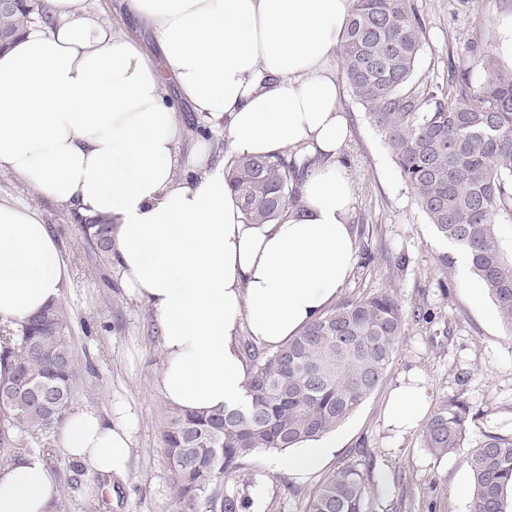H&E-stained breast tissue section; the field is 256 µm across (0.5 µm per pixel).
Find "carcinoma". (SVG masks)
<instances>
[{
  "label": "carcinoma",
  "mask_w": 512,
  "mask_h": 512,
  "mask_svg": "<svg viewBox=\"0 0 512 512\" xmlns=\"http://www.w3.org/2000/svg\"><path fill=\"white\" fill-rule=\"evenodd\" d=\"M43 0H0V51L23 30ZM424 25L412 0H356L340 45L351 91L364 107L403 181L440 237L460 247L472 277L484 285L498 318L512 333V250L499 220H512V66L494 50L476 63L483 82L473 87L470 67L448 64L449 99L415 83ZM229 187L248 222L276 220L299 200L300 173L280 155L232 159ZM96 249L112 250V223L82 225ZM408 310L391 292L345 300L306 325L275 352L247 347L253 360L248 403L209 414L173 413L162 442L179 512H240L246 500L225 493L224 479L259 451H284L336 430L379 387L397 350ZM12 377L0 384V462L29 443L51 454L79 379L74 336L57 304L12 333ZM469 403L442 401L421 426V442L442 457L465 451L470 474L468 512H507L504 488L512 481V437L487 434L468 447ZM370 488L353 465L326 477L306 512H366Z\"/></svg>",
  "instance_id": "obj_1"
}]
</instances>
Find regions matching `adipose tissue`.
<instances>
[{
  "mask_svg": "<svg viewBox=\"0 0 512 512\" xmlns=\"http://www.w3.org/2000/svg\"><path fill=\"white\" fill-rule=\"evenodd\" d=\"M46 2V19L0 53V167L83 217L112 221L122 285L161 329L169 404L195 413L243 405L241 331L279 349L328 308L359 260L337 64L355 0H126L152 31L156 58L87 0ZM173 87L206 128L223 126L226 158L288 154L303 170L297 205L275 223H247L203 135L191 177L177 178ZM68 280L37 212L1 200L0 323L20 327L59 302ZM428 405L423 380L407 373L384 422L412 434ZM345 440L331 432L274 466L305 478ZM60 446L94 473L128 471L124 418L74 410ZM60 494L39 453L0 468V512H51Z\"/></svg>",
  "mask_w": 512,
  "mask_h": 512,
  "instance_id": "adipose-tissue-1",
  "label": "adipose tissue"
}]
</instances>
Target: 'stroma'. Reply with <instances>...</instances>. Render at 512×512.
Returning <instances> with one entry per match:
<instances>
[{"label": "stroma", "mask_w": 512, "mask_h": 512, "mask_svg": "<svg viewBox=\"0 0 512 512\" xmlns=\"http://www.w3.org/2000/svg\"><path fill=\"white\" fill-rule=\"evenodd\" d=\"M413 4L424 22L416 79L428 87L447 88L449 62L469 61L474 46L497 45L512 21V0ZM88 6L115 33L137 38L148 54H156L151 36L123 13L119 0H88ZM341 105L349 125L344 152L357 191L354 222L366 226L362 243L373 260L356 266L339 297L389 291L432 317L409 321L384 382L343 423L347 440L323 470L299 481L273 470L274 453L261 451L226 478L225 489L248 499L246 512H305L321 481L353 464L371 490L369 512H467L470 476L462 456L434 457L417 433L393 437L384 425V404L402 376L415 371L431 406L458 395L467 399L478 414L471 440L486 433L511 436L512 337L489 293L474 294L460 249L429 224L351 89H344ZM0 199L36 207L69 265L61 303L82 366L73 407L122 416L130 425L129 466L121 479L94 474L55 449L53 466L66 512H83L87 491L97 486L103 492L98 512H178L161 441L172 407L157 386L162 350L153 314L124 291L117 269L92 248L73 212L3 167ZM400 256L406 259L402 268L396 264Z\"/></svg>", "instance_id": "obj_1"}]
</instances>
